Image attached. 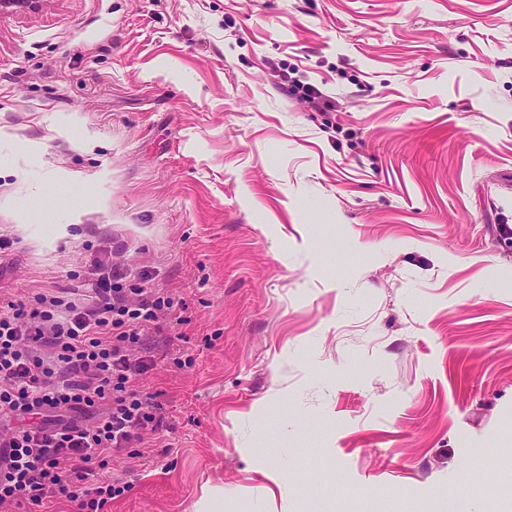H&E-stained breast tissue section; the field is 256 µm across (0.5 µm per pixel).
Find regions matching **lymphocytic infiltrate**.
<instances>
[{
	"instance_id": "lymphocytic-infiltrate-1",
	"label": "lymphocytic infiltrate",
	"mask_w": 512,
	"mask_h": 512,
	"mask_svg": "<svg viewBox=\"0 0 512 512\" xmlns=\"http://www.w3.org/2000/svg\"><path fill=\"white\" fill-rule=\"evenodd\" d=\"M146 281L99 260L85 278L91 303L40 293L0 304V506L105 512L125 491L113 456L163 422L134 385L146 363L132 352L173 306Z\"/></svg>"
}]
</instances>
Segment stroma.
<instances>
[{
    "instance_id": "35a3bbf8",
    "label": "stroma",
    "mask_w": 512,
    "mask_h": 512,
    "mask_svg": "<svg viewBox=\"0 0 512 512\" xmlns=\"http://www.w3.org/2000/svg\"><path fill=\"white\" fill-rule=\"evenodd\" d=\"M0 237L14 299L106 241L173 301L108 512H489L512 483V0L0 15Z\"/></svg>"
}]
</instances>
